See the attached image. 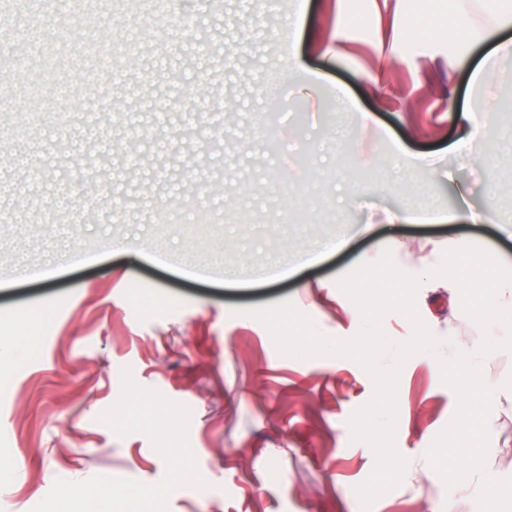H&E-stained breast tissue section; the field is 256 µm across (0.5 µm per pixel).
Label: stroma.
<instances>
[{
    "label": "stroma",
    "mask_w": 512,
    "mask_h": 512,
    "mask_svg": "<svg viewBox=\"0 0 512 512\" xmlns=\"http://www.w3.org/2000/svg\"><path fill=\"white\" fill-rule=\"evenodd\" d=\"M84 5L70 44H44L35 85L0 75V264L15 271L0 277V512H83L61 487L105 474L97 512H361L354 488L375 459L347 420L371 379L348 359L280 356L241 311L290 299L347 338L361 317L334 279L381 243L413 274L465 241L512 265V153L470 171L450 150L472 58L446 24L413 36L419 0H387L356 15L345 56L299 43L321 76L305 95L275 37L298 0ZM389 25L404 40L395 58L377 37ZM90 26L114 85L72 54ZM377 66L382 90L365 77ZM338 83L355 110L329 123ZM214 95L232 112L183 109ZM461 184L472 205L494 201L496 223H389L452 209ZM340 232L343 249L315 256ZM83 244L94 255L73 260ZM417 307L438 337L479 345L447 280L425 282ZM483 374L501 393L487 469L512 476V353ZM456 406L431 355L405 364L396 444L409 467L372 512H477L478 482L446 490L425 459Z\"/></svg>",
    "instance_id": "1"
}]
</instances>
